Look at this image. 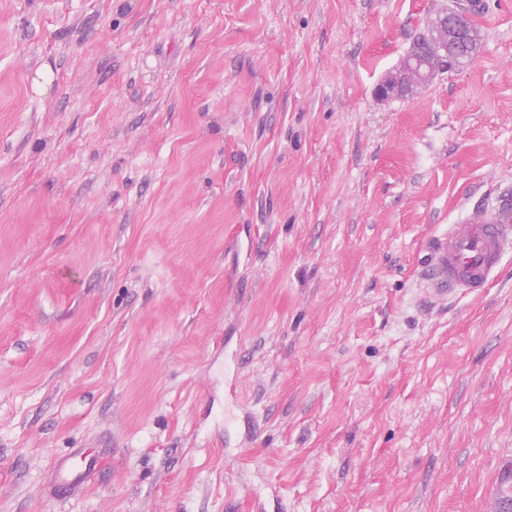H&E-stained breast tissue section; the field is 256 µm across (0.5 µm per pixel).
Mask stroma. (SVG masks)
Returning a JSON list of instances; mask_svg holds the SVG:
<instances>
[{
    "label": "stroma",
    "mask_w": 512,
    "mask_h": 512,
    "mask_svg": "<svg viewBox=\"0 0 512 512\" xmlns=\"http://www.w3.org/2000/svg\"><path fill=\"white\" fill-rule=\"evenodd\" d=\"M0 0V512H488L512 466V0ZM102 464L59 497L56 457ZM462 16L450 10L438 9L428 17L430 29V42L433 49L429 54L411 53L412 49L399 61L376 87V94L381 99L396 96L408 99L414 96L417 90L432 82L439 74L454 71L456 67L452 57L448 54V47H452L461 37L471 38V31L460 24ZM476 37L469 41L461 40L455 44L453 56L464 61L473 56L476 50ZM512 250V205L472 214L435 237L423 265L430 293L438 296L480 291L495 277Z\"/></svg>",
    "instance_id": "obj_1"
}]
</instances>
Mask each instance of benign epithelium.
I'll use <instances>...</instances> for the list:
<instances>
[{
	"label": "benign epithelium",
	"instance_id": "obj_1",
	"mask_svg": "<svg viewBox=\"0 0 512 512\" xmlns=\"http://www.w3.org/2000/svg\"><path fill=\"white\" fill-rule=\"evenodd\" d=\"M462 16L449 10L438 9L428 17L430 53L408 52L376 87V94L381 99L399 96L408 99L417 90L438 75L456 70L448 48L462 37H471V31L461 24Z\"/></svg>",
	"mask_w": 512,
	"mask_h": 512
}]
</instances>
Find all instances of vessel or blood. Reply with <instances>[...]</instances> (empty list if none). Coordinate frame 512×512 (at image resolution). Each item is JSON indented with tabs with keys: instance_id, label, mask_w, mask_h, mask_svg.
Here are the masks:
<instances>
[{
	"instance_id": "1",
	"label": "vessel or blood",
	"mask_w": 512,
	"mask_h": 512,
	"mask_svg": "<svg viewBox=\"0 0 512 512\" xmlns=\"http://www.w3.org/2000/svg\"><path fill=\"white\" fill-rule=\"evenodd\" d=\"M512 251V205L472 214L435 237L423 265L432 294L453 295L479 291L495 277L504 255ZM100 461L83 451L59 459L55 487L65 496L83 488Z\"/></svg>"
}]
</instances>
